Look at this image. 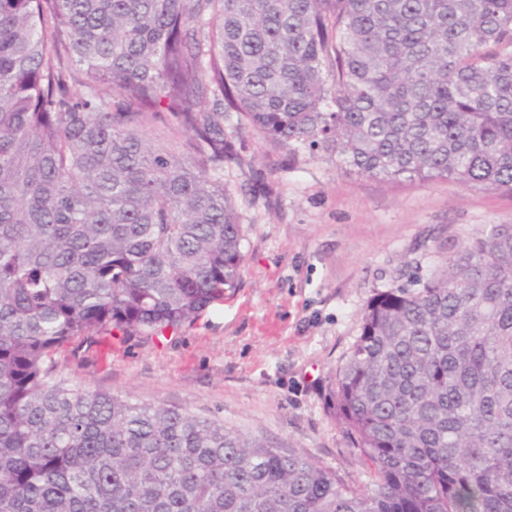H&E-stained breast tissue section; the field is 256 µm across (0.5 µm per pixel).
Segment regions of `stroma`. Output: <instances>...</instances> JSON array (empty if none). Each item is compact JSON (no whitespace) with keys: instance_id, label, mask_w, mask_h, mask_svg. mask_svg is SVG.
<instances>
[{"instance_id":"35a3bbf8","label":"stroma","mask_w":512,"mask_h":512,"mask_svg":"<svg viewBox=\"0 0 512 512\" xmlns=\"http://www.w3.org/2000/svg\"><path fill=\"white\" fill-rule=\"evenodd\" d=\"M224 185L242 218L238 285L176 334L115 336L59 356L71 381L223 420L346 481L368 474L336 417V372L378 290L424 278L431 250L512 224V194L436 179L358 175L325 153L287 152L252 127Z\"/></svg>"}]
</instances>
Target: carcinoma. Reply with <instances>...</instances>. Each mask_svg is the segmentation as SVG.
<instances>
[{"label": "carcinoma", "instance_id": "carcinoma-1", "mask_svg": "<svg viewBox=\"0 0 512 512\" xmlns=\"http://www.w3.org/2000/svg\"><path fill=\"white\" fill-rule=\"evenodd\" d=\"M228 112L293 157L512 193V0H0V512H512V224L367 303L334 391L365 485L58 370L236 287ZM163 115L186 150L146 137Z\"/></svg>", "mask_w": 512, "mask_h": 512}]
</instances>
